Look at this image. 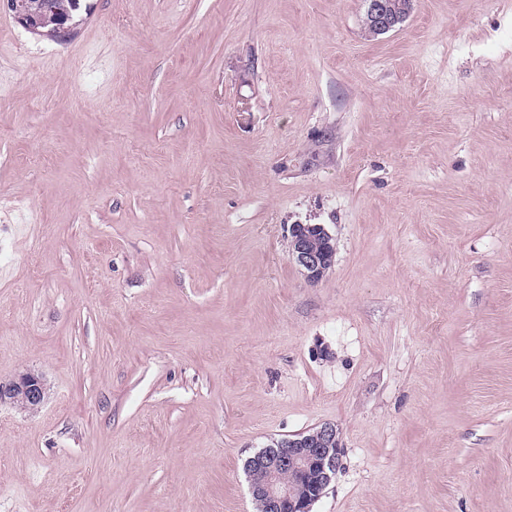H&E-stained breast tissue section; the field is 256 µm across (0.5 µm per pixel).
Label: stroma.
I'll return each mask as SVG.
<instances>
[{
    "label": "stroma",
    "mask_w": 512,
    "mask_h": 512,
    "mask_svg": "<svg viewBox=\"0 0 512 512\" xmlns=\"http://www.w3.org/2000/svg\"><path fill=\"white\" fill-rule=\"evenodd\" d=\"M364 10L0 0V379L49 386L0 512H258L245 460L323 423L311 512H512V0ZM12 1L6 0V3L13 12L16 22L35 35L62 40V38L68 36L70 32L69 27L61 26L58 34L44 31L55 30L64 20L66 21V26H70L75 30L79 25V21H81L74 20V13L79 10V8L75 7V0H14L17 11L34 16L40 27H38L34 18L15 11ZM405 1V2H403ZM363 25L371 36L383 35L402 24L410 15L413 0H364ZM288 231L292 261L309 282L320 281L334 264L333 235L323 224H292Z\"/></svg>",
    "instance_id": "35a3bbf8"
}]
</instances>
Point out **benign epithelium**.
I'll return each instance as SVG.
<instances>
[{"label":"benign epithelium","instance_id":"obj_1","mask_svg":"<svg viewBox=\"0 0 512 512\" xmlns=\"http://www.w3.org/2000/svg\"><path fill=\"white\" fill-rule=\"evenodd\" d=\"M363 25L371 36L383 35L402 24L410 15L413 0H364ZM16 22L29 32L60 40L70 28L56 33L39 29L34 18L14 11ZM289 254L292 261L312 282L320 281L332 268L336 254L333 235L323 224L289 226ZM47 386L43 378L22 372L8 382L0 381V405L8 403L35 413L44 404ZM344 448L336 426L325 423L306 431L271 441L249 457L247 470L265 474L261 482H250V493L260 512H310V506L329 489L342 465Z\"/></svg>","mask_w":512,"mask_h":512}]
</instances>
